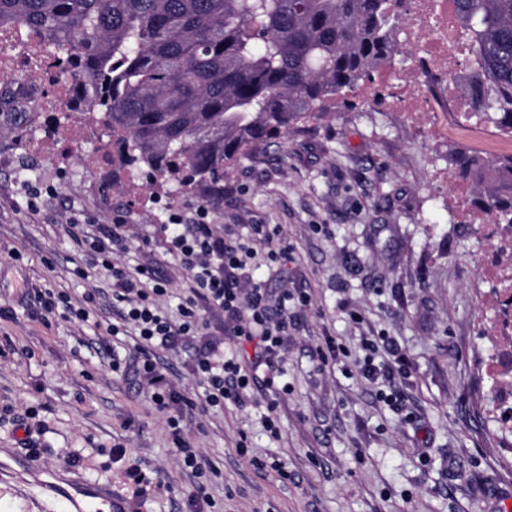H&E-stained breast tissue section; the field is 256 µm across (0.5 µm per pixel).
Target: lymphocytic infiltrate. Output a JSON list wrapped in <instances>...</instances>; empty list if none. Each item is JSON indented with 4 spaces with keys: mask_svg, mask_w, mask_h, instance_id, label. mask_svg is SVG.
<instances>
[{
    "mask_svg": "<svg viewBox=\"0 0 512 512\" xmlns=\"http://www.w3.org/2000/svg\"><path fill=\"white\" fill-rule=\"evenodd\" d=\"M123 222H115L93 240L88 268H103L112 276V306L121 323L134 327L138 341L132 351L113 355V372H134L150 392L157 412L168 414L171 427H178L170 412L175 406H192L191 396L178 392L159 361V351L176 349L188 337H198L204 324L202 306L221 309L227 318L228 352H220L208 341L197 347L193 372L204 387V407L242 405L258 381L261 366H272L273 359L288 343L290 307H303L305 296L287 288L271 289L266 282L253 279L255 258L276 263L288 256V244L278 227L255 224L249 241L232 246L213 225L206 222L182 223L179 214L169 216L164 227L168 253L190 274L191 297L179 307V321L162 314L159 300L168 292L167 281L155 276L151 268H125L111 255L122 246ZM253 344L255 353L245 358L243 348Z\"/></svg>",
    "mask_w": 512,
    "mask_h": 512,
    "instance_id": "1",
    "label": "lymphocytic infiltrate"
}]
</instances>
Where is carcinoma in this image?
Segmentation results:
<instances>
[{
  "label": "carcinoma",
  "mask_w": 512,
  "mask_h": 512,
  "mask_svg": "<svg viewBox=\"0 0 512 512\" xmlns=\"http://www.w3.org/2000/svg\"><path fill=\"white\" fill-rule=\"evenodd\" d=\"M471 66L448 77L472 94L463 119L512 130V0H455ZM394 0H0V36L50 39L72 100L100 113L134 178L190 188L298 124L336 108L397 50ZM473 205L512 225V155L454 149Z\"/></svg>",
  "instance_id": "carcinoma-1"
}]
</instances>
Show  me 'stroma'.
<instances>
[{"label": "stroma", "instance_id": "1", "mask_svg": "<svg viewBox=\"0 0 512 512\" xmlns=\"http://www.w3.org/2000/svg\"><path fill=\"white\" fill-rule=\"evenodd\" d=\"M370 86L371 96L347 93L334 112L229 168L220 197L174 183L130 188L122 172L98 167L92 138L65 164L54 142L20 144L19 131L48 126L46 112L19 127L0 121V448L22 454L32 439L39 463L112 484L138 512H186L199 490L204 512H512V454L496 433L492 382L479 371L492 343L479 327L494 321L476 296L490 244L431 187L436 174L456 183L449 148L494 160L512 154V139L464 120L425 139L416 127L434 113L410 122L389 108L394 84L383 71ZM172 206L188 224L206 208L229 243L250 225H279L291 257L254 276L309 298L274 359L276 387L287 393L259 387L241 407L182 410L181 435L209 464L200 473L181 466L167 415L136 377L112 372L108 350L125 352L137 336L128 325L112 340L110 274L79 275L85 253L67 231L77 222L92 238L122 217L113 259L168 281L162 308L173 319L193 283L166 250ZM23 283L75 306L95 293L89 320H41L21 298ZM380 336L411 362L396 381L399 411L379 399L381 382L358 371L362 338ZM330 339L345 353L324 366L315 350ZM195 347L190 339L160 354L176 388L194 397L204 393ZM271 402L274 434L263 423ZM117 444L126 450L118 460ZM253 456L279 457L287 477L256 469ZM132 468L149 479L139 495L126 477Z\"/></svg>", "mask_w": 512, "mask_h": 512}]
</instances>
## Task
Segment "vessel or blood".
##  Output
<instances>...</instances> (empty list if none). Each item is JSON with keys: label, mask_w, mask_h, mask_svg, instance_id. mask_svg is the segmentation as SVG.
I'll list each match as a JSON object with an SVG mask.
<instances>
[{"label": "vessel or blood", "mask_w": 512, "mask_h": 512, "mask_svg": "<svg viewBox=\"0 0 512 512\" xmlns=\"http://www.w3.org/2000/svg\"><path fill=\"white\" fill-rule=\"evenodd\" d=\"M31 475L34 487L51 493L60 512H133L132 501L113 490L111 484L92 482L71 468H48L31 455L9 454L0 459V471Z\"/></svg>", "instance_id": "1"}]
</instances>
